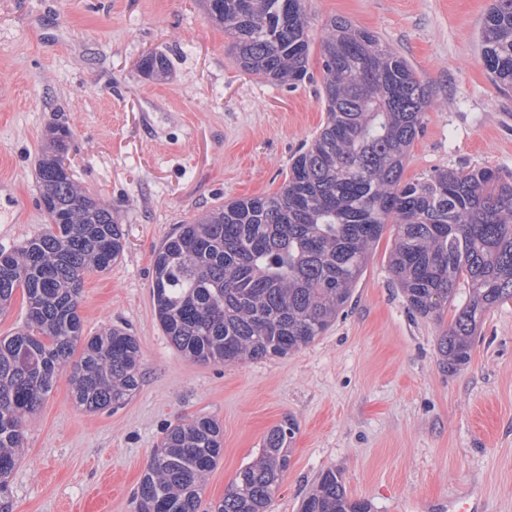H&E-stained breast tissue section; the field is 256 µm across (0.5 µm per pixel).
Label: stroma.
<instances>
[{
    "label": "stroma",
    "mask_w": 512,
    "mask_h": 512,
    "mask_svg": "<svg viewBox=\"0 0 512 512\" xmlns=\"http://www.w3.org/2000/svg\"><path fill=\"white\" fill-rule=\"evenodd\" d=\"M492 0H307L309 78L289 88L241 70L199 0H0V180L23 205L0 215V250L41 233L35 161L64 121L77 184L110 202L121 260L84 277L85 335L126 329L141 350L135 395L85 411L60 378L26 422L9 478L11 512H136V491L169 426L208 416L224 449L203 503L223 499L268 432L298 426L268 512H299L316 478L340 473L372 512H512V302L489 310L469 363L444 365L453 317L412 313L388 270L385 230L352 302L313 343L284 357L205 364L182 355L154 312V252L179 224L219 203L277 192L326 120L318 45L333 17L379 36L429 92L403 178L490 167L512 176V88L495 84L479 34ZM150 52L163 77L137 69Z\"/></svg>",
    "instance_id": "stroma-1"
}]
</instances>
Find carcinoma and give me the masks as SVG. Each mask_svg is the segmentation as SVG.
I'll list each match as a JSON object with an SVG mask.
<instances>
[{
	"label": "carcinoma",
	"instance_id": "obj_1",
	"mask_svg": "<svg viewBox=\"0 0 512 512\" xmlns=\"http://www.w3.org/2000/svg\"><path fill=\"white\" fill-rule=\"evenodd\" d=\"M228 31L240 67L297 86L311 51L306 0H200ZM327 121L292 159L280 189L220 203L179 225L154 252L152 297L163 333L201 363L285 357L325 334L350 303L369 254L392 225L389 271L409 309L438 316L456 303L438 349L467 365L484 315L512 301V179L488 167L402 173L429 105L409 62L379 37L335 17L320 43ZM492 80L512 87V0H494L480 34ZM170 67L149 54L140 72ZM71 131L46 130L37 161L48 230L0 251V313L24 292V323L0 337V512L19 461L27 417L65 374L74 400L96 412L125 404L141 380L136 339L110 327L86 337L78 307L83 277L125 251L112 206L82 191L67 163ZM78 359H73L76 348ZM290 419L263 439L211 512H265L290 466ZM209 417L170 427L141 478L137 512H200L202 484L223 452ZM301 512H371L348 497L333 469L321 473Z\"/></svg>",
	"mask_w": 512,
	"mask_h": 512
}]
</instances>
